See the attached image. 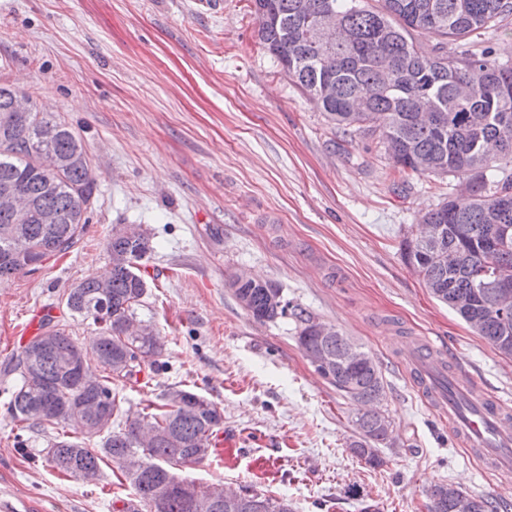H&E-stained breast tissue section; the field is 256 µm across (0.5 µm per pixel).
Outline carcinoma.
I'll return each instance as SVG.
<instances>
[{"mask_svg":"<svg viewBox=\"0 0 512 512\" xmlns=\"http://www.w3.org/2000/svg\"><path fill=\"white\" fill-rule=\"evenodd\" d=\"M259 17L257 37L282 72L303 94L318 95L327 120L337 129L376 137L395 167L408 177L453 174L467 180L468 193L423 216L425 229L402 242L406 262L422 276L438 301L454 310L495 350L512 357V310L500 314L496 281H512V238L491 247L499 224L512 226V171L495 165L512 160V142L499 135L512 128V50L475 48L474 38L494 33L512 18V0H252ZM334 9L341 28L326 40L313 27ZM476 63L487 81L467 100L459 88L465 65ZM20 90L0 85V192L28 203L26 212L0 208V283L26 274L9 259L14 229L24 228L27 250L47 259L69 252L83 237L97 185L83 140L60 117L33 110L22 118L12 102ZM53 213L56 224L41 217ZM111 270L87 277L62 296L75 318L92 320L96 336L76 342L51 315L40 331L12 354L5 388L7 412L19 430L56 433L44 456L53 471L76 480L100 477L109 459L129 483L132 512H294L292 503L256 490L228 493L193 481H169L179 467L210 458L211 438L224 421L220 408L198 393L176 389L136 412L123 411L112 380L138 381L162 367L165 347L156 329L137 320L148 280L132 262L153 246L148 235L125 236L112 228L107 243ZM230 287L239 305L259 323L291 317L304 356L328 359V383L363 406L350 452L378 467V448L392 441V422L381 409L386 396L382 371L367 351L349 358V337L331 326L325 334L316 317L285 298L272 281L235 277ZM93 352L96 364L88 362ZM39 376L43 395L32 392L25 369ZM180 397L175 402L173 396ZM85 409L82 421L48 413L44 400ZM100 439V447L89 441ZM455 487L437 483L426 490L427 512H498L482 494H466L457 508Z\"/></svg>","mask_w":512,"mask_h":512,"instance_id":"1","label":"carcinoma"}]
</instances>
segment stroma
<instances>
[{"instance_id": "stroma-1", "label": "stroma", "mask_w": 512, "mask_h": 512, "mask_svg": "<svg viewBox=\"0 0 512 512\" xmlns=\"http://www.w3.org/2000/svg\"><path fill=\"white\" fill-rule=\"evenodd\" d=\"M251 0H0V83L63 117L93 159L98 203L80 244L0 284V369L32 310L95 334L60 301L110 267L116 224L147 232L152 285L138 309L165 342L163 369L117 384L136 411L169 389L224 412L239 450L230 466L189 464L181 477L288 498L295 512H427L448 482L512 512V476L487 471L420 399L403 361L430 341L452 372L512 402V358L435 299L402 257L422 216L456 196L453 175L400 179L378 141L333 128L256 36ZM245 272L359 343L379 363L395 443L380 466L353 456L356 406L318 376L295 324L255 322L229 281ZM0 393V502L24 512H121L133 497L119 470L62 479L26 449Z\"/></svg>"}]
</instances>
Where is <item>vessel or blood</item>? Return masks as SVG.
I'll return each mask as SVG.
<instances>
[{
    "label": "vessel or blood",
    "instance_id": "vessel-or-blood-1",
    "mask_svg": "<svg viewBox=\"0 0 512 512\" xmlns=\"http://www.w3.org/2000/svg\"><path fill=\"white\" fill-rule=\"evenodd\" d=\"M411 363L420 396L447 418L452 436L490 472L512 473V406L473 380L444 387L439 381L444 365L433 349L415 351Z\"/></svg>",
    "mask_w": 512,
    "mask_h": 512
}]
</instances>
